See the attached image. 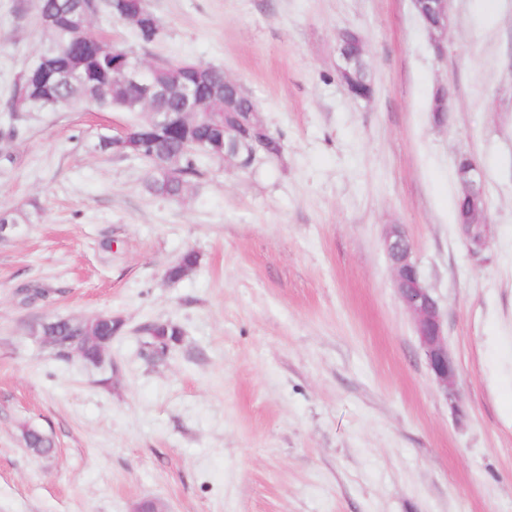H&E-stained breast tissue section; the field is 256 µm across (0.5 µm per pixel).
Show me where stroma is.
Masks as SVG:
<instances>
[{
    "instance_id": "1",
    "label": "stroma",
    "mask_w": 512,
    "mask_h": 512,
    "mask_svg": "<svg viewBox=\"0 0 512 512\" xmlns=\"http://www.w3.org/2000/svg\"><path fill=\"white\" fill-rule=\"evenodd\" d=\"M148 6L149 45L105 14L91 28L152 65L223 69L283 152L152 195L143 161L94 149L131 114L4 111L49 35L38 0H0V211L27 215L0 242V512H512V0H451L441 56L411 0ZM345 30L371 99L338 79ZM462 154L485 177L479 253L454 219ZM391 224L446 312L464 417L393 288ZM100 314L120 328L96 367L31 334ZM153 321L182 330L158 361Z\"/></svg>"
}]
</instances>
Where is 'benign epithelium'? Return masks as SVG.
Here are the masks:
<instances>
[{
    "label": "benign epithelium",
    "instance_id": "1",
    "mask_svg": "<svg viewBox=\"0 0 512 512\" xmlns=\"http://www.w3.org/2000/svg\"><path fill=\"white\" fill-rule=\"evenodd\" d=\"M449 2L450 0H412L416 14L429 23L428 31L439 54L443 52L442 40L448 31ZM115 69L126 80L141 88L145 98L149 99L158 93V88L149 80L152 66L137 57L123 55L117 58ZM218 109L224 111V116L240 123L246 122L254 128L252 136L244 140L216 139L212 143V149L220 156V160L240 170L258 161L262 153L270 151V129L256 109L238 114L234 99L228 97L222 102L206 100L199 104L202 112ZM457 179L461 193L468 196L472 203V212L467 222L460 225V231L469 249L480 252L489 245L492 237L491 225L487 224L484 208L480 207L485 195L484 175L478 163L468 157L466 164L459 168ZM384 248L390 262L393 287L413 320L419 346L433 383L451 402L455 411L460 413L462 406L456 388L458 368L448 353L445 313L422 278L413 244L402 225L392 224L388 227L384 235Z\"/></svg>",
    "mask_w": 512,
    "mask_h": 512
}]
</instances>
